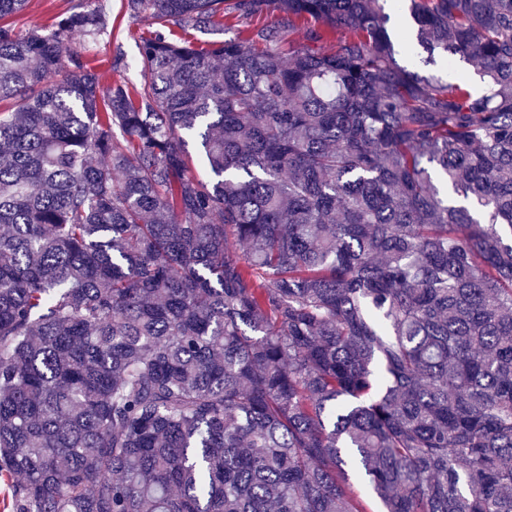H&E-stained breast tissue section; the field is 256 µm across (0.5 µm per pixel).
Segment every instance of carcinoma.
Returning a JSON list of instances; mask_svg holds the SVG:
<instances>
[{
  "label": "carcinoma",
  "instance_id": "carcinoma-1",
  "mask_svg": "<svg viewBox=\"0 0 512 512\" xmlns=\"http://www.w3.org/2000/svg\"><path fill=\"white\" fill-rule=\"evenodd\" d=\"M0 0L3 512H512V0ZM305 41L282 49L284 34ZM475 64L483 93L400 64ZM208 171L191 173L189 146ZM83 0H28L26 8L9 20L18 36L46 29L55 16L60 15ZM122 0H97L98 5L107 12L113 21L111 33L100 36L96 40H81L73 45V49L83 56L97 61L108 60L112 62L119 58L120 62L116 70H110L107 66L102 68V80L109 84L114 81H127L139 84L141 81V63L139 57V45L143 38L148 37L153 31L161 29L167 37L177 42H185L194 45H202L204 41L224 40L228 33L202 34L191 28H184L169 21L165 27L153 24L150 18L140 15L132 17L125 14L122 8Z\"/></svg>",
  "mask_w": 512,
  "mask_h": 512
}]
</instances>
